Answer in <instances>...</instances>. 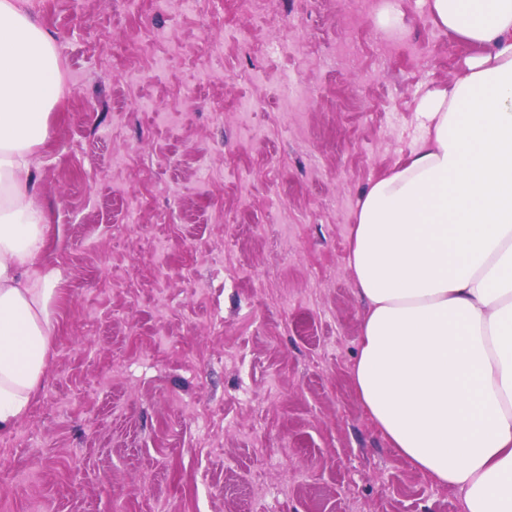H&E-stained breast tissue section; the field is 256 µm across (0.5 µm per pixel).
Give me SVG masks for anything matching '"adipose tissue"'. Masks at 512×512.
<instances>
[{
    "instance_id": "1",
    "label": "adipose tissue",
    "mask_w": 512,
    "mask_h": 512,
    "mask_svg": "<svg viewBox=\"0 0 512 512\" xmlns=\"http://www.w3.org/2000/svg\"><path fill=\"white\" fill-rule=\"evenodd\" d=\"M480 47L429 90L405 159L361 194L349 253L368 308L352 369L375 427L465 512H512V0H426ZM54 37L0 0V433L55 340L34 153L63 94Z\"/></svg>"
}]
</instances>
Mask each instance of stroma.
Returning a JSON list of instances; mask_svg holds the SVG:
<instances>
[{"label": "stroma", "instance_id": "35a3bbf8", "mask_svg": "<svg viewBox=\"0 0 512 512\" xmlns=\"http://www.w3.org/2000/svg\"><path fill=\"white\" fill-rule=\"evenodd\" d=\"M65 94L39 150L56 337L0 512H464L351 377L362 191L478 47L424 0H20Z\"/></svg>", "mask_w": 512, "mask_h": 512}]
</instances>
